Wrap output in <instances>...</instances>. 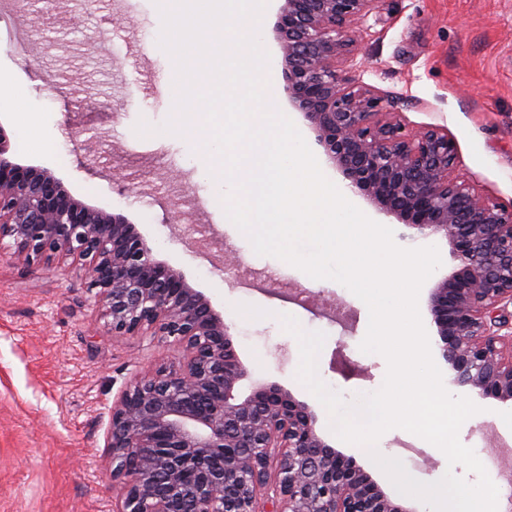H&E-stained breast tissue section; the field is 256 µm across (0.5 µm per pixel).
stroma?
<instances>
[{"instance_id": "stroma-1", "label": "stroma", "mask_w": 512, "mask_h": 512, "mask_svg": "<svg viewBox=\"0 0 512 512\" xmlns=\"http://www.w3.org/2000/svg\"><path fill=\"white\" fill-rule=\"evenodd\" d=\"M159 26L154 0H10L0 9V72L26 86L28 108L56 140L50 155L22 149L13 110L1 106L10 154L136 224L155 257L223 314L251 380L291 391L336 443L326 409L296 377L298 342L278 318L287 290L308 287V275L257 255L225 222L182 137L159 145L136 131L172 115L169 62L152 45ZM341 67L407 126L447 129L455 172L476 193L512 200V0H379ZM221 253L246 259L245 282L225 279L213 261ZM269 271L281 294L266 293ZM240 304L267 316L249 318ZM295 317L326 335L324 379L368 328L363 316L341 325L312 310ZM174 358L160 337L108 333L69 261L28 265L0 252V512H118L107 446L112 402ZM481 406L480 423L505 441L501 454L512 465V405ZM405 440L391 433L381 444L416 479H439L446 458L432 448L411 453Z\"/></svg>"}]
</instances>
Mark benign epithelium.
Returning a JSON list of instances; mask_svg holds the SVG:
<instances>
[{"label":"benign epithelium","mask_w":512,"mask_h":512,"mask_svg":"<svg viewBox=\"0 0 512 512\" xmlns=\"http://www.w3.org/2000/svg\"><path fill=\"white\" fill-rule=\"evenodd\" d=\"M273 27L288 104L332 167L419 238H442L458 268L427 310L453 383L512 402V201L454 175L456 146L413 130L340 73L351 28L378 0H281ZM28 265L70 259L114 336H158L181 355L112 402L108 447L118 512H415L395 503L316 428L309 407L255 383L230 327L184 275L157 259L121 214L75 198L49 171L17 162L0 126V249Z\"/></svg>","instance_id":"obj_1"}]
</instances>
